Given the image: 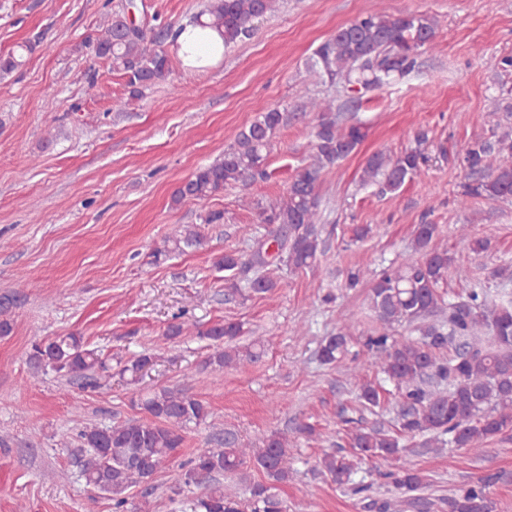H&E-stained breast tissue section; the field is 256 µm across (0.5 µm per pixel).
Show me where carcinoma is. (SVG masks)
<instances>
[{"mask_svg":"<svg viewBox=\"0 0 512 512\" xmlns=\"http://www.w3.org/2000/svg\"><path fill=\"white\" fill-rule=\"evenodd\" d=\"M280 0H208L195 16L221 32L228 48L253 35L255 23L275 13ZM125 10L104 20L93 42L97 57L112 64V71L125 78L129 99L167 81L173 73L170 55L160 48L167 33L150 37L141 25L126 26ZM437 22L424 14L409 12L396 17L374 12L342 26L314 52L315 65L332 85L348 92L355 86L369 91L388 80L408 74L416 66L419 48L436 37ZM37 44L28 42L22 53L0 55V74H9L23 65V53ZM334 100L309 97L303 110L317 114L315 154L310 163L292 177L287 192L260 208V223L267 225V238L252 254L249 264L258 268L250 288L268 293L278 287V271L284 264L294 270H313L323 253L319 234L321 223L316 188L322 172L350 155L363 141V126L351 123L342 128L333 115ZM288 124V113L270 109L239 131L222 158L199 168L182 182L172 195V203L203 202L224 192V188L266 176L267 156L275 132ZM421 153L408 150L391 156L378 152L367 158L362 181L378 186L381 194L398 191L420 171ZM463 168L468 179L463 185L467 198L504 199L512 196V127L504 128L492 142L476 138L466 146ZM438 225L415 226L411 249L395 267L381 271L369 284L371 308L377 325L364 336L365 360L353 359L352 375L364 362L380 367L395 387L400 435L383 428L357 429L350 438L355 454L393 460L395 465L380 476L401 495L421 490L424 478L403 460L406 448L401 436L424 438L432 452L451 446L480 453L479 445L512 429V299L492 303L484 290L473 289L456 302L445 303L439 292L451 277L462 278L466 271L455 265L448 249L432 246ZM203 238L185 229L174 239L175 251L198 248ZM242 265L234 252L216 258L215 266L232 272ZM15 295L0 297V336L14 329ZM420 323L419 336H395V328ZM196 335L209 341L211 353L205 366L215 371L257 361L265 350L257 338L239 345L244 335L237 321L216 322ZM351 325L343 323L320 350L321 359L332 364L348 353ZM454 347L448 358L439 352ZM29 361L37 368L85 380L97 387L95 374L106 369V361L87 348L80 336H57L35 342ZM359 400L367 407L380 406L378 388L370 382L359 386ZM133 406L149 419L115 422L108 426L84 425L76 433L80 455L77 461L87 486L112 501V512H128L127 491L142 488L143 506H152L150 483L170 461L184 441V430L207 420V404L185 390L160 389L147 394L136 392ZM288 435L269 434L261 446L245 448L236 432L224 430L218 448H205L180 466L177 490L195 486L199 495L194 512H284L277 484L288 481L290 468ZM252 461L267 476L239 497L224 491L219 477L235 473ZM322 470L338 486L351 481L354 457L326 454ZM449 512H489L486 484L479 481L448 499Z\"/></svg>","mask_w":512,"mask_h":512,"instance_id":"cac0c4a2","label":"carcinoma"}]
</instances>
